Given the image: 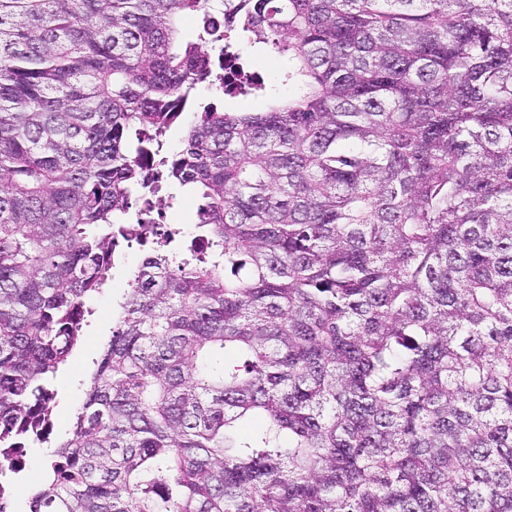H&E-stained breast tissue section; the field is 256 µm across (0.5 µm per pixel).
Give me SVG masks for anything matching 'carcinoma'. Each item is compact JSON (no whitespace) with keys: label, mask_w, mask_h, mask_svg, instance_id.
<instances>
[{"label":"carcinoma","mask_w":512,"mask_h":512,"mask_svg":"<svg viewBox=\"0 0 512 512\" xmlns=\"http://www.w3.org/2000/svg\"><path fill=\"white\" fill-rule=\"evenodd\" d=\"M232 32L288 96L198 98ZM163 182L188 242L138 237ZM122 241L29 512H512V0H0V442ZM245 46L244 53L253 71L259 72L266 84L277 83L279 72L288 66V55L269 56L261 47L250 48ZM221 104L224 105L226 111L233 112H258L264 109L266 101L261 96H237L220 97ZM174 198H171V196ZM150 203L152 217L162 227L172 226L174 224L181 225L187 232L194 231L196 200L192 197L184 195L175 188L162 189L161 192L154 196L131 198L132 214L137 213L140 209ZM150 249V244L145 246H134L126 250L116 262L113 270L112 280L108 286L103 288L102 293L97 295L91 302L92 315L87 316L84 326L85 336L68 359L66 365L62 366L53 379V385L57 391V397L53 408V432L48 443L35 445L28 448L30 477L27 486V494L15 498L7 511L25 512L28 511L27 497L33 491L46 482V466L52 459L56 444L68 434L75 406L83 395L86 385L94 366L92 359L97 358L101 345L108 338L112 330V304L123 294L127 288L129 275L142 262ZM95 336L97 342L86 345L85 339ZM51 417L41 428L42 436L49 438L52 430ZM37 472V473H34ZM29 473V474H30ZM33 473V474H32ZM36 487H34V486Z\"/></svg>","instance_id":"carcinoma-1"}]
</instances>
